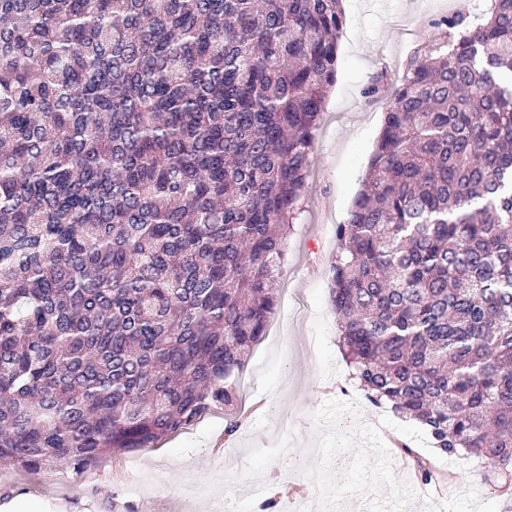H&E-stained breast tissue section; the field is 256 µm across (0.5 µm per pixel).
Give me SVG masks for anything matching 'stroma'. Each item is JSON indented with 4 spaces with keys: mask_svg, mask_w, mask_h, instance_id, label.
<instances>
[{
    "mask_svg": "<svg viewBox=\"0 0 512 512\" xmlns=\"http://www.w3.org/2000/svg\"><path fill=\"white\" fill-rule=\"evenodd\" d=\"M471 0H343L336 83L316 132L304 211L286 245L279 297L303 296V321L272 318L263 342L236 378L241 425L225 435L223 408L148 448L107 456L77 470H23L0 460V505L29 512H291L312 500L316 512H512V497L484 482V466L432 448L411 421L372 405L350 376L338 344L326 268L336 227L359 192L378 138L385 98L369 99L370 77L402 69L429 35L427 19L467 11ZM352 417L348 464L336 468V424ZM293 433L271 446L279 418ZM407 443L430 459L436 478L420 483ZM238 463L221 467L227 449Z\"/></svg>",
    "mask_w": 512,
    "mask_h": 512,
    "instance_id": "35a3bbf8",
    "label": "stroma"
}]
</instances>
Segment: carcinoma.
Returning a JSON list of instances; mask_svg holds the SVG:
<instances>
[{"label":"carcinoma","mask_w":512,"mask_h":512,"mask_svg":"<svg viewBox=\"0 0 512 512\" xmlns=\"http://www.w3.org/2000/svg\"><path fill=\"white\" fill-rule=\"evenodd\" d=\"M342 0H0V459L216 406L277 308ZM328 268L376 405L512 475V0L428 20Z\"/></svg>","instance_id":"1"}]
</instances>
